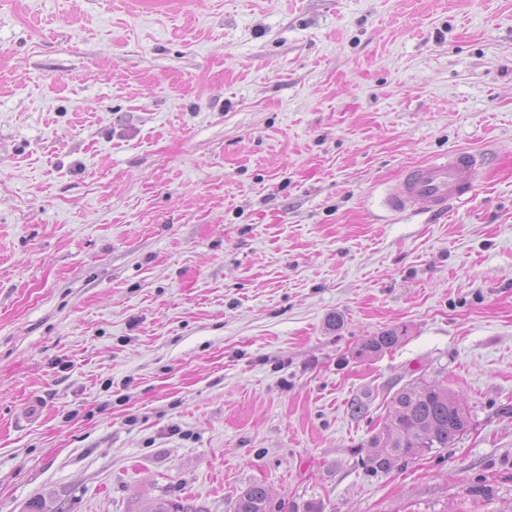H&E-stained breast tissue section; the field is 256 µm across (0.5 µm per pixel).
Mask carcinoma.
I'll return each instance as SVG.
<instances>
[{
	"mask_svg": "<svg viewBox=\"0 0 512 512\" xmlns=\"http://www.w3.org/2000/svg\"><path fill=\"white\" fill-rule=\"evenodd\" d=\"M402 334L395 328L367 337L359 354L378 355L396 347ZM470 414L460 399L437 382H410L395 392L392 407L382 427L372 435L376 449L373 462L387 467L391 461L422 455L436 448H450L466 432ZM267 489L259 484L238 498L236 512H269ZM149 512H199L190 504L157 498Z\"/></svg>",
	"mask_w": 512,
	"mask_h": 512,
	"instance_id": "carcinoma-1",
	"label": "carcinoma"
}]
</instances>
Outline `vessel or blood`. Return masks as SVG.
Here are the masks:
<instances>
[{"mask_svg": "<svg viewBox=\"0 0 512 512\" xmlns=\"http://www.w3.org/2000/svg\"><path fill=\"white\" fill-rule=\"evenodd\" d=\"M485 164L484 153L459 150L411 168L390 193L388 207L392 212L404 213L422 203L429 213L446 212L450 203L465 200L475 192Z\"/></svg>", "mask_w": 512, "mask_h": 512, "instance_id": "1", "label": "vessel or blood"}]
</instances>
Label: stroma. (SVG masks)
Returning a JSON list of instances; mask_svg holds the SVG:
<instances>
[{
    "mask_svg": "<svg viewBox=\"0 0 512 512\" xmlns=\"http://www.w3.org/2000/svg\"><path fill=\"white\" fill-rule=\"evenodd\" d=\"M460 148L488 156L467 201L388 211ZM417 378L471 425L375 468ZM254 484L512 507V0H0V512ZM402 334L395 328L382 330L374 336L367 337L360 345V355H378L396 347Z\"/></svg>",
    "mask_w": 512,
    "mask_h": 512,
    "instance_id": "obj_1",
    "label": "stroma"
}]
</instances>
